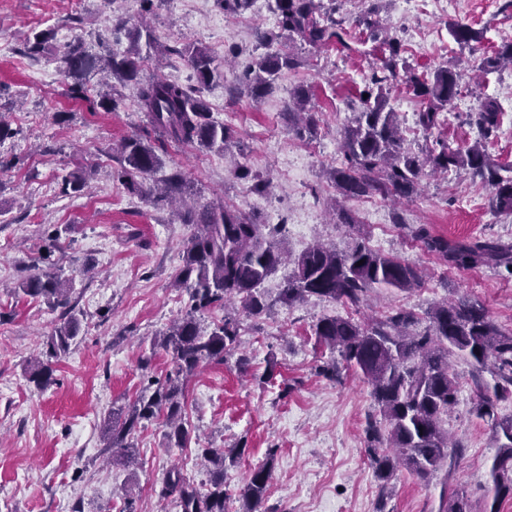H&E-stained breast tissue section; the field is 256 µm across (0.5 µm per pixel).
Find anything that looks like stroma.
I'll return each mask as SVG.
<instances>
[{"label":"stroma","mask_w":512,"mask_h":512,"mask_svg":"<svg viewBox=\"0 0 512 512\" xmlns=\"http://www.w3.org/2000/svg\"><path fill=\"white\" fill-rule=\"evenodd\" d=\"M506 2L455 0L448 11L429 13L408 0H336L337 18L358 39L356 52L299 48L306 67L283 74L277 91L254 103L239 97L235 75L260 52L257 30L277 29L268 6L232 15L214 0H155L147 15L141 0H0V119L15 131L0 141V512H73L77 506L120 512L127 487L140 512H177L157 493L174 467L203 486L201 448L242 451L225 468L229 512H238L240 488L265 464L271 467L267 512H437L447 484L466 492L470 512H488L497 442L491 423L474 408L493 382L490 373L474 374L464 357H450L458 395L443 426L460 441L462 454L429 480L402 469L383 485L367 448V426L381 418L370 388L351 369L324 377L320 369L334 354L313 334L323 316L362 320L404 308L421 317L459 297L480 301L500 329L512 333V275L487 266L447 267L413 237L423 226L451 240L512 241V214L493 211L489 187L462 169L426 174L420 192L401 203L378 196L341 202L359 216L372 249L425 269L420 287L371 289L356 310L312 296L261 318L240 317L239 352L250 365L244 372L232 362L198 368L185 390L189 446L169 447L155 420L134 438L138 466L108 464L103 419L136 397L144 374L170 368L152 341L184 312L187 295L173 279L192 228L170 206L130 193L117 175L112 147L137 133L141 113L129 104L115 112L94 108L96 71L67 74L60 57L76 38L95 59L125 52L128 39L113 29L118 16L133 24L147 19L160 44L205 47L224 76L202 97L213 119L236 131L240 146L222 154L172 145L162 154V172L181 171L196 205L221 198L260 223L282 225L281 243L296 256L317 242L342 250L350 241L349 229L328 212L335 195L328 173L341 161V133L380 55L379 42L356 24L367 9L376 11L379 34L402 44L400 77L385 98L407 146L418 152L440 140L453 147L474 142L469 114L490 97L503 116L484 147L494 161L512 164V70L480 69L485 56L512 39ZM457 23L483 31L481 42L457 46L449 33ZM41 31L53 38L35 62L24 47ZM450 62L461 74V99L444 109L440 127L423 131L414 123L420 101L404 78ZM78 82L86 98L71 96ZM300 84L313 91L317 130L310 138L298 137L282 118L289 90ZM242 166L271 178L268 194H254L249 181L237 178ZM77 172L88 174L86 187L61 194L62 178ZM48 227L59 229L56 241L46 240ZM34 264L72 278L82 319L79 343L57 365L56 384L43 391L30 383L29 371L59 315L15 294Z\"/></svg>","instance_id":"stroma-1"}]
</instances>
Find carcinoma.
<instances>
[{"mask_svg":"<svg viewBox=\"0 0 512 512\" xmlns=\"http://www.w3.org/2000/svg\"><path fill=\"white\" fill-rule=\"evenodd\" d=\"M275 14L279 33L257 31L259 46L266 47L283 37L312 48L340 45L350 48L349 32L344 21L334 17L335 11L323 9L321 0H268ZM118 27L127 28L129 49L112 54L107 68L114 84L111 91L98 93V107L115 111L124 100L116 86L132 87V103L144 114L146 127L123 139L112 158L120 166L119 178L127 188L154 201L182 192L183 184L174 173L158 182L151 178L162 165L158 150L168 143L198 145L222 152L235 143V131L212 119L200 98L203 89L224 76L208 50L196 44L163 47L147 20L126 27V21L115 19ZM454 40L463 45L481 40L480 32L466 24L450 28ZM51 32H42L26 46L32 60L42 55ZM379 66L363 93L361 111L354 113L339 142L340 166L330 171L336 193L344 198L380 196L386 199H409L421 186L425 170L446 172L464 169L492 189L490 205L497 212L512 214V175L509 167L492 160L481 140L490 138L499 128V106L487 98L471 113L479 140L465 147L451 148L446 143L423 155L403 146L396 114L385 111L384 88L399 73L401 47L395 38L382 42ZM157 54L169 52L188 59L195 84L141 74L142 51ZM62 62L68 72L79 74L88 68L90 58L79 41L69 44ZM512 64V40L502 43L493 54L483 59L485 71ZM304 65V60L288 52L260 54L249 62L241 82L248 94L262 98L276 86L281 74ZM407 82L422 107L415 113V123L424 130L441 124L442 110L459 94V75L454 66L439 67L421 76L412 74ZM292 107L286 115L299 135H314L315 113L306 111L313 96L311 87L300 85L291 93ZM87 184L82 173L65 178L61 193L79 192ZM342 223L356 228L351 245L337 250L316 244L294 258V269L282 288L278 300L292 305L317 296L354 308L360 307L368 291L375 286L408 290L422 282L421 270L398 257L371 249L365 242L357 218L348 211L340 214ZM183 223L194 226L184 245L182 266L175 282L185 289L189 303L180 320L154 338L153 347L163 350L171 361L164 381L151 380L137 398L127 405L112 409V418L103 421L100 434L112 463L129 466L136 462L138 448L128 436L147 422L162 419L170 446L186 448L191 429L185 418V386L202 363L222 364L239 347V321L226 314L206 332L200 318L230 302H240L250 317H261L273 304L258 293L268 275L285 255L275 242L280 227L260 224L245 212L224 204H207L189 209ZM423 248L444 264L458 270L482 265L512 268V242L476 238L450 241L436 236L425 227L414 232ZM362 265H357V262ZM33 300H41L60 311V322L47 336L45 351L35 360L29 381L42 391L54 383V365L66 358L81 331V321L70 301L69 279L51 269H40L28 275L15 289ZM429 325L422 331L417 315L398 309L382 317L359 322L352 317H323L313 327L318 342L339 352L345 366L362 374L371 387V396L388 424L382 435L377 423L367 429L373 449L383 445L391 452L373 453L372 463L378 479L387 484L403 467L421 479L441 469L448 459L462 450L450 443L442 418L456 401L457 383L450 372L448 357L461 353L469 357L476 370L490 371L499 380L493 394L481 396L476 415L493 423L499 441L498 452L490 468L493 498L489 512H498L496 504L512 496V418L496 414L497 401L512 395V334L502 332L488 317L484 305L469 298L443 301L428 312ZM239 448H203L207 474L205 490L186 481L179 469L166 474L159 498L175 503L179 512H227L229 499L224 486V462L236 459ZM270 466L253 470L240 491V512H256L266 497ZM438 512H470L465 492L459 488L443 490Z\"/></svg>","mask_w":512,"mask_h":512,"instance_id":"carcinoma-1","label":"carcinoma"}]
</instances>
